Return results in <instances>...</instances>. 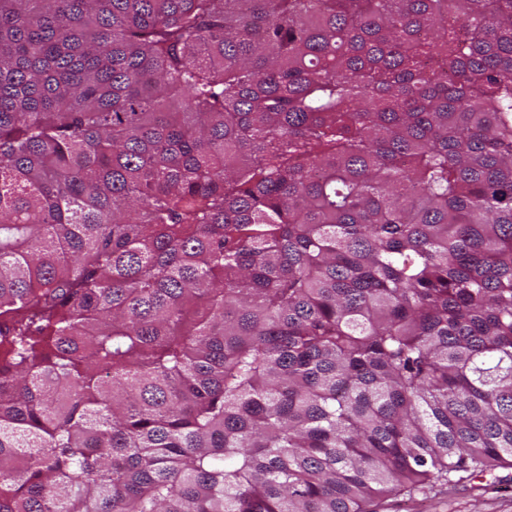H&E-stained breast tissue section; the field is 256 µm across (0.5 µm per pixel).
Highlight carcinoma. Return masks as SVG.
Instances as JSON below:
<instances>
[{
  "label": "carcinoma",
  "mask_w": 512,
  "mask_h": 512,
  "mask_svg": "<svg viewBox=\"0 0 512 512\" xmlns=\"http://www.w3.org/2000/svg\"><path fill=\"white\" fill-rule=\"evenodd\" d=\"M511 460L512 0H0V512Z\"/></svg>",
  "instance_id": "obj_1"
}]
</instances>
